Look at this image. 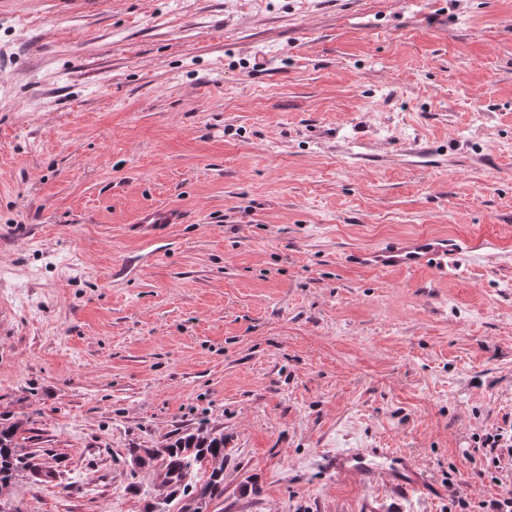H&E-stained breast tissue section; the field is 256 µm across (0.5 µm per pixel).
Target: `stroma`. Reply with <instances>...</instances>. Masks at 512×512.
I'll list each match as a JSON object with an SVG mask.
<instances>
[{
  "mask_svg": "<svg viewBox=\"0 0 512 512\" xmlns=\"http://www.w3.org/2000/svg\"><path fill=\"white\" fill-rule=\"evenodd\" d=\"M187 212L162 237L147 205ZM430 234L448 271L350 264ZM11 512H144L130 449L224 432L208 512L512 490V0H0ZM342 448L445 494L336 480ZM21 428V422H0V490L11 484L21 471L35 473L41 471L34 457L19 454L17 435ZM484 455L494 468H499L501 459L512 458V429L501 428L494 433L486 434L482 442Z\"/></svg>",
  "mask_w": 512,
  "mask_h": 512,
  "instance_id": "35a3bbf8",
  "label": "stroma"
}]
</instances>
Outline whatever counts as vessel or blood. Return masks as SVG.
Masks as SVG:
<instances>
[{
    "instance_id": "obj_1",
    "label": "vessel or blood",
    "mask_w": 512,
    "mask_h": 512,
    "mask_svg": "<svg viewBox=\"0 0 512 512\" xmlns=\"http://www.w3.org/2000/svg\"><path fill=\"white\" fill-rule=\"evenodd\" d=\"M182 220V211L169 205L144 207L136 218L137 223L158 232ZM468 248V243L460 240L419 235L391 240L373 250L354 251L348 260L383 270L427 268L442 273L450 257ZM325 464L337 476H351L369 485L379 483L397 496L415 493L426 497L441 493L440 487L411 458L386 448H346L327 456Z\"/></svg>"
}]
</instances>
